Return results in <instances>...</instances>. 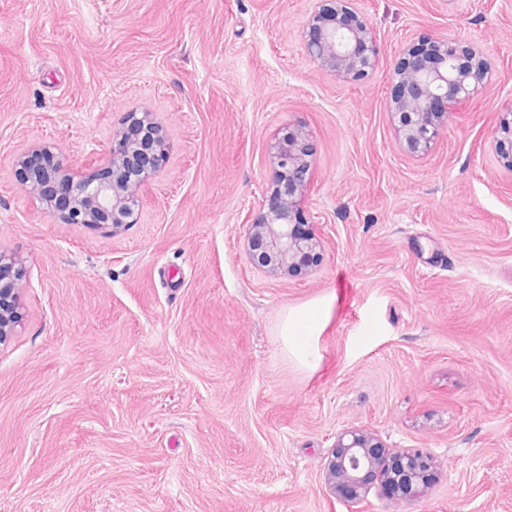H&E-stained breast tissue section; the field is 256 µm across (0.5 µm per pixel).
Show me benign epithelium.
<instances>
[{"label":"benign epithelium","mask_w":512,"mask_h":512,"mask_svg":"<svg viewBox=\"0 0 512 512\" xmlns=\"http://www.w3.org/2000/svg\"><path fill=\"white\" fill-rule=\"evenodd\" d=\"M306 22L305 53L340 81L367 77L378 65L371 28L359 16L357 0H321ZM390 112L402 150L419 157L432 148L453 105L471 100L489 81V67L474 46L448 38H428L408 50L395 67ZM492 149L512 169V109L499 121ZM44 150L16 157L27 192L61 224H82L114 236L137 223L141 194L168 154L163 126L149 112L129 119L106 149L108 175L79 177L69 158L57 153L42 161ZM313 161L310 134L289 126L271 152L273 178L259 211L247 220L246 248L257 267L269 273L310 268L322 244L302 214ZM26 267L17 254L0 249V345L16 335L23 321ZM430 453L391 448L377 434L348 428L336 436L325 466V484L358 512L370 493L395 507L418 497L436 467Z\"/></svg>","instance_id":"benign-epithelium-1"}]
</instances>
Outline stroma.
Listing matches in <instances>:
<instances>
[{
	"label": "stroma",
	"instance_id": "1",
	"mask_svg": "<svg viewBox=\"0 0 512 512\" xmlns=\"http://www.w3.org/2000/svg\"><path fill=\"white\" fill-rule=\"evenodd\" d=\"M319 0H0V248L28 270L0 346V512H347L324 482L356 426L441 467L399 512H512V0H358L380 60L359 82L306 55ZM424 37L491 80L433 149L399 147L391 77ZM170 144L114 237L62 224L15 167L84 174L127 113ZM309 130L312 270L271 274L248 215L289 125ZM299 364L276 332L315 301ZM504 114L491 146L497 157L512 169V108Z\"/></svg>",
	"mask_w": 512,
	"mask_h": 512
}]
</instances>
